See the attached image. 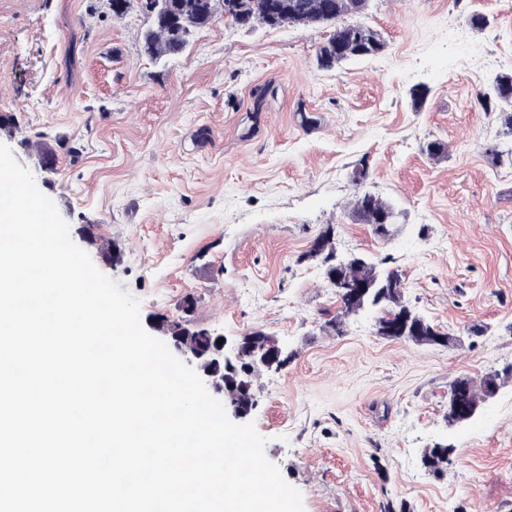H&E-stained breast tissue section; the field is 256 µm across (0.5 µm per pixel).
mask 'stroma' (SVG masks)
<instances>
[{
	"instance_id": "35a3bbf8",
	"label": "stroma",
	"mask_w": 512,
	"mask_h": 512,
	"mask_svg": "<svg viewBox=\"0 0 512 512\" xmlns=\"http://www.w3.org/2000/svg\"><path fill=\"white\" fill-rule=\"evenodd\" d=\"M360 20L386 51L331 70V27L220 16L162 65L139 6L0 0L16 122L0 143L142 318L279 341L288 361L254 379L250 420L304 512H512V377L448 423L455 379L512 363V131L477 100L512 72V0H369ZM24 138L48 142L52 174ZM359 192L391 203L387 236L352 216ZM328 230L338 252L387 259L449 343L388 339L370 310L333 331L336 290L309 254ZM436 443L452 449L440 476L421 464Z\"/></svg>"
}]
</instances>
